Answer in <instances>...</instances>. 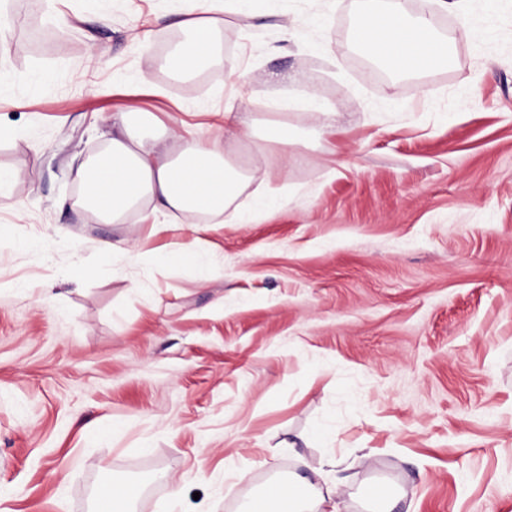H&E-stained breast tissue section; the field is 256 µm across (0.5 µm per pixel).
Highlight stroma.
Listing matches in <instances>:
<instances>
[{
  "instance_id": "35a3bbf8",
  "label": "stroma",
  "mask_w": 512,
  "mask_h": 512,
  "mask_svg": "<svg viewBox=\"0 0 512 512\" xmlns=\"http://www.w3.org/2000/svg\"><path fill=\"white\" fill-rule=\"evenodd\" d=\"M388 2L288 0L286 42L252 0L258 27L225 17L215 57L176 80L158 65L175 0H0V168L17 174L0 194V512H91L112 480L141 482L134 512H239L272 482L318 484L331 457L340 512H367L375 479L391 512H512V0L441 14L449 58L419 86L363 77L351 33ZM489 21L491 40L462 37ZM234 72L255 130L241 158L283 207L92 219L76 173L113 114L218 136ZM286 74L343 135L292 111L300 142L266 143ZM184 242L202 264L159 260ZM281 207L280 198L273 192L257 194L253 197L249 207L244 210L235 208L227 223L252 224L258 218L273 214Z\"/></svg>"
}]
</instances>
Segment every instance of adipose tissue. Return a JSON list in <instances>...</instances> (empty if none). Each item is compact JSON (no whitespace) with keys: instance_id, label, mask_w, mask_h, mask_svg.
<instances>
[{"instance_id":"ef3b65f1","label":"adipose tissue","mask_w":512,"mask_h":512,"mask_svg":"<svg viewBox=\"0 0 512 512\" xmlns=\"http://www.w3.org/2000/svg\"><path fill=\"white\" fill-rule=\"evenodd\" d=\"M448 7V0H428L427 12L412 15L401 0H391L388 9L364 15L352 38L396 71L420 72L447 59L448 47L432 17ZM248 14V0H182L178 25L185 38L166 59V67L177 78L193 77L214 54L220 16ZM283 84L279 108L316 113L323 127L335 128V107L317 96L298 94L294 78L284 77ZM153 121L149 112L117 114L107 149L78 171L83 203L101 221L122 223L129 211L148 205L163 215L226 213L231 223L251 224L280 208L281 200L272 192L255 195L247 209L232 206L244 186L260 174L259 168L245 170L235 160L240 141L251 134V125L241 113H225L229 129L224 138H183L174 147L164 132L152 131ZM333 495L330 487L277 483L243 512H320L323 504L332 503Z\"/></svg>"}]
</instances>
